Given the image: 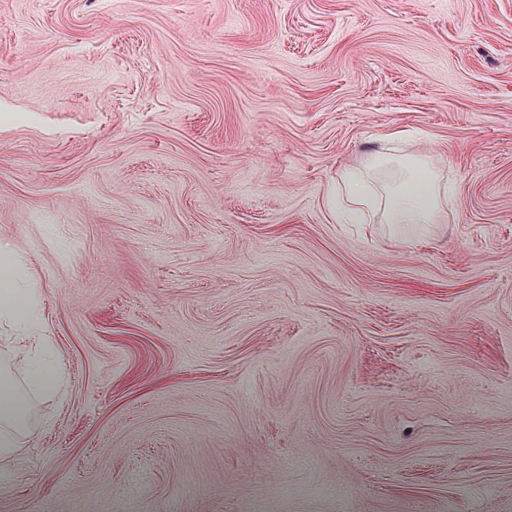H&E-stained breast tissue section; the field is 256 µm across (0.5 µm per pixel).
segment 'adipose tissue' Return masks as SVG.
Segmentation results:
<instances>
[{
  "mask_svg": "<svg viewBox=\"0 0 512 512\" xmlns=\"http://www.w3.org/2000/svg\"><path fill=\"white\" fill-rule=\"evenodd\" d=\"M385 153L339 170L324 207L332 220L377 217L382 224L427 228L448 221L451 188L429 156L407 154L399 138ZM0 320L29 339L43 328V303L18 250L0 245ZM22 381L0 378V457H13L32 430L36 402L54 398L62 370L48 345L27 350Z\"/></svg>",
  "mask_w": 512,
  "mask_h": 512,
  "instance_id": "ef3b65f1",
  "label": "adipose tissue"
}]
</instances>
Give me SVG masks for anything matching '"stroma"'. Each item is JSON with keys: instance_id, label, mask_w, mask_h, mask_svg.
Here are the masks:
<instances>
[{"instance_id": "obj_1", "label": "stroma", "mask_w": 512, "mask_h": 512, "mask_svg": "<svg viewBox=\"0 0 512 512\" xmlns=\"http://www.w3.org/2000/svg\"><path fill=\"white\" fill-rule=\"evenodd\" d=\"M396 129L447 223L329 220ZM0 239V512H512V0H0ZM0 320L29 339L43 328L41 293L18 250L0 244ZM26 371L21 382L0 378V457L10 458L32 430L37 401L52 399L62 383V370L46 342L24 353Z\"/></svg>"}]
</instances>
